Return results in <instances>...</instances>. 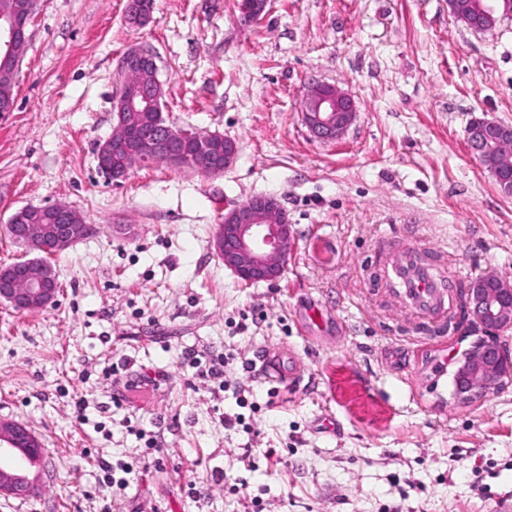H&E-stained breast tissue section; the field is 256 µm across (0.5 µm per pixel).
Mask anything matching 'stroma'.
<instances>
[{
    "label": "stroma",
    "instance_id": "stroma-1",
    "mask_svg": "<svg viewBox=\"0 0 512 512\" xmlns=\"http://www.w3.org/2000/svg\"><path fill=\"white\" fill-rule=\"evenodd\" d=\"M124 8L43 0L0 115V266L31 256L5 230L19 208L65 204L94 228L52 256L54 305L0 304V419L46 450L34 493L0 512H102L103 461L134 467L112 512H512V386L459 403L462 343L383 307L375 270L381 237L410 236L465 283L512 280V196L465 135L512 125V20L476 32L448 0H267L247 22L241 0H155L134 29ZM135 45L157 56L166 117L236 139L233 166L98 173ZM315 81L356 103L341 139L302 121ZM257 194L279 199L296 248L278 281L247 286L211 240ZM279 345L301 366L285 385L249 369ZM218 359L223 379L205 377Z\"/></svg>",
    "mask_w": 512,
    "mask_h": 512
}]
</instances>
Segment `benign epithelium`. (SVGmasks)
Wrapping results in <instances>:
<instances>
[{
	"instance_id": "obj_1",
	"label": "benign epithelium",
	"mask_w": 512,
	"mask_h": 512,
	"mask_svg": "<svg viewBox=\"0 0 512 512\" xmlns=\"http://www.w3.org/2000/svg\"><path fill=\"white\" fill-rule=\"evenodd\" d=\"M41 0H7L0 6V113L15 108V86L24 44L18 35V20L32 21ZM242 13L257 21L265 11L266 0H242ZM472 9L483 20L481 30L512 18V0H477ZM153 19L143 0H126L124 20L143 28ZM153 78L136 87L122 82L115 110L112 134L99 144L97 168L111 182L119 183L129 168L117 171L110 159L115 147L127 141L133 126L142 129L128 147L130 162L163 161L184 165L214 175L224 172L237 159L236 140L217 132L184 129L163 116L164 83L158 65L152 66ZM355 101L335 86L314 82L308 89L302 108V121L309 132L323 141L340 139L356 119ZM466 140L493 177L499 188L512 194V172L505 165L512 151V126L488 119H475L466 128ZM6 229L12 239L33 248L43 242L52 244L59 254L90 235V225L82 215L65 204L34 208L25 206L8 219ZM215 254L239 281L246 285L275 282L282 277L288 258L295 249V236L286 210L273 195L261 194L224 213V224L214 236ZM58 274L54 267L31 259L20 267H0V301L17 311L44 309L57 300ZM464 318L484 332L464 350L454 373V395L469 404L496 394L512 384V355L497 342V333L512 328V281L488 275L465 289ZM24 424L0 419V447L18 448L34 457L41 448L30 439ZM34 492V484L11 467L0 466V497L23 498Z\"/></svg>"
}]
</instances>
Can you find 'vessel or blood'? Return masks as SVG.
Returning a JSON list of instances; mask_svg holds the SVG:
<instances>
[{
  "mask_svg": "<svg viewBox=\"0 0 512 512\" xmlns=\"http://www.w3.org/2000/svg\"><path fill=\"white\" fill-rule=\"evenodd\" d=\"M379 250L387 257L382 274L387 299L423 321L443 325L459 276L452 271L439 274L434 262L425 258L424 248L409 238L393 245L380 240ZM260 362L259 371L269 381L292 380L298 374L297 362L282 350H264Z\"/></svg>",
  "mask_w": 512,
  "mask_h": 512,
  "instance_id": "obj_1",
  "label": "vessel or blood"
}]
</instances>
